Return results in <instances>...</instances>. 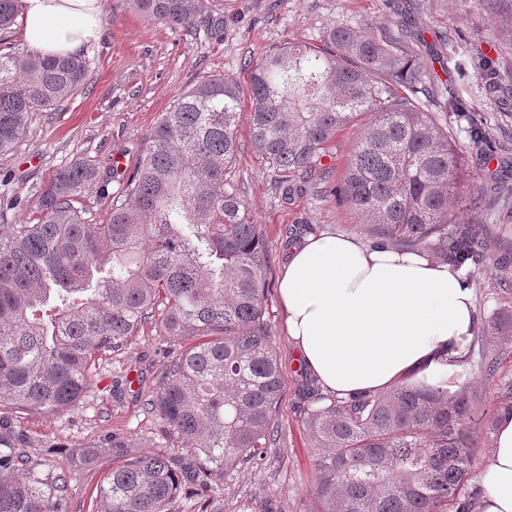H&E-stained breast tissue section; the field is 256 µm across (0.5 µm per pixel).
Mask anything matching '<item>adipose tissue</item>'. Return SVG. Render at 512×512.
<instances>
[{
  "mask_svg": "<svg viewBox=\"0 0 512 512\" xmlns=\"http://www.w3.org/2000/svg\"><path fill=\"white\" fill-rule=\"evenodd\" d=\"M21 38L44 57L96 43L100 0H25ZM294 354L323 393H382L447 375L477 323L472 293L430 252L323 232L290 245L278 282ZM477 512H512V416L478 475Z\"/></svg>",
  "mask_w": 512,
  "mask_h": 512,
  "instance_id": "adipose-tissue-1",
  "label": "adipose tissue"
}]
</instances>
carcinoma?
Wrapping results in <instances>:
<instances>
[{
    "instance_id": "carcinoma-1",
    "label": "carcinoma",
    "mask_w": 512,
    "mask_h": 512,
    "mask_svg": "<svg viewBox=\"0 0 512 512\" xmlns=\"http://www.w3.org/2000/svg\"><path fill=\"white\" fill-rule=\"evenodd\" d=\"M470 14L512 35V0H467ZM145 16L184 36L224 39L215 0H133ZM23 0H0V155L15 150L35 117L70 100L91 62L81 54L44 58L19 49L11 33ZM241 84L203 75L162 113L145 137L137 167L109 192L98 164L77 158L40 189L35 223L0 236V407L53 415L76 407L96 381V358L121 355L140 330L166 344L160 387L144 400L167 448L107 472L97 486L103 512H171L183 481L201 509L236 472L256 468L279 438L283 375L267 319L270 264L247 200L231 177L242 147ZM253 153L288 197L313 179L321 150L371 112L337 189L376 242L432 249L457 271L490 261L512 288V225L474 224L512 198L499 179L464 190L466 157L496 149L484 124L469 121L467 150L423 108L436 87L403 34L377 38L336 26L320 46L288 42L248 63ZM99 185L106 217L82 201ZM512 310L492 312L475 344L503 346ZM493 376L499 354L482 352ZM512 414V377L499 380L491 411L475 381L399 384L382 394L339 400L317 389L301 414L312 438L310 512H474L466 493L479 435ZM35 455L23 431L0 417V512H69L74 465Z\"/></svg>"
}]
</instances>
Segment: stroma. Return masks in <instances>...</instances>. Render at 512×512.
I'll return each instance as SVG.
<instances>
[{
    "mask_svg": "<svg viewBox=\"0 0 512 512\" xmlns=\"http://www.w3.org/2000/svg\"><path fill=\"white\" fill-rule=\"evenodd\" d=\"M224 10V38L187 42L181 29L136 11L131 0H101V40L85 50L88 81L70 101L31 123L13 153L0 156V192L34 198L61 165L94 160L110 173L118 192L132 172L144 137L172 101L200 76L223 73L246 81L248 61L289 41L320 43L331 27L348 25L379 36L403 30L407 47L434 73L443 96L461 100L482 121L492 142L512 149V42L496 23L467 15L464 0H217ZM489 61L497 87L476 74ZM359 126L340 130L322 152L330 183L339 182L359 136ZM243 146L236 166L239 188L258 224L272 259L267 273L271 333L282 365L280 441L253 472L225 480L215 512H307L312 480L311 438L299 410L306 400L304 373L293 366V346L285 331L276 283L284 264L287 232L307 225L316 232H340L370 242L363 225L334 196L302 183L289 199L275 193L241 124ZM167 361L154 332L141 333L126 353L105 355L98 380L73 410L53 416L14 413L41 458L57 462L83 447L116 438L135 453L157 452L159 428L143 401L161 382ZM125 453L103 449L89 465L74 468L69 485L71 512H99L96 488Z\"/></svg>",
    "mask_w": 512,
    "mask_h": 512,
    "instance_id": "stroma-1",
    "label": "stroma"
}]
</instances>
